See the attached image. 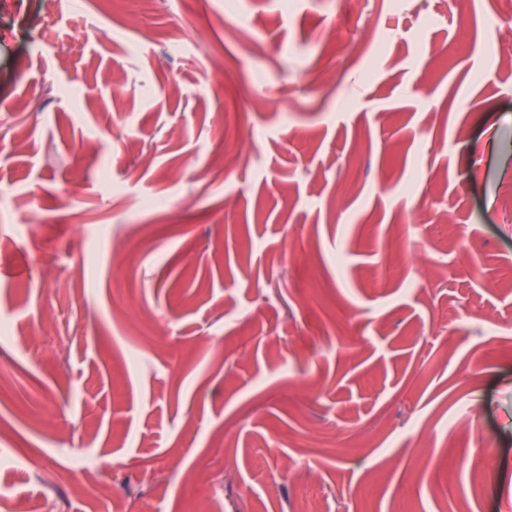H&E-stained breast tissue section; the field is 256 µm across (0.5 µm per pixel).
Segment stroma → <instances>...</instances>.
Returning a JSON list of instances; mask_svg holds the SVG:
<instances>
[{
    "mask_svg": "<svg viewBox=\"0 0 512 512\" xmlns=\"http://www.w3.org/2000/svg\"><path fill=\"white\" fill-rule=\"evenodd\" d=\"M500 7L0 10V512H512Z\"/></svg>",
    "mask_w": 512,
    "mask_h": 512,
    "instance_id": "35a3bbf8",
    "label": "stroma"
}]
</instances>
